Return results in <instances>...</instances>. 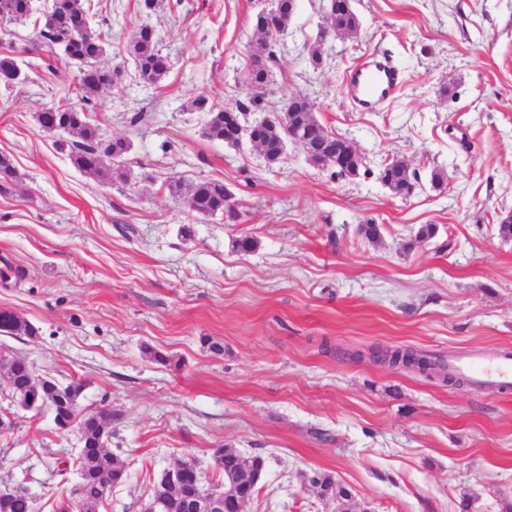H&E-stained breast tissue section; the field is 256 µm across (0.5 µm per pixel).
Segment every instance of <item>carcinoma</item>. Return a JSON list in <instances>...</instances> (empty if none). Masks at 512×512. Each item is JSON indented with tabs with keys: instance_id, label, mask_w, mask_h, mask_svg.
Returning <instances> with one entry per match:
<instances>
[{
	"instance_id": "carcinoma-1",
	"label": "carcinoma",
	"mask_w": 512,
	"mask_h": 512,
	"mask_svg": "<svg viewBox=\"0 0 512 512\" xmlns=\"http://www.w3.org/2000/svg\"><path fill=\"white\" fill-rule=\"evenodd\" d=\"M293 0H273L270 8L258 11L252 18L255 40L250 48L256 50L255 61L246 77L248 104L236 109L240 115L255 109L259 112H284L285 120L268 123L256 130L260 141V153L266 162L275 166L284 157L285 129L291 126L299 135L309 137L306 145L310 149H330L336 140L329 137V130L317 119L314 105L310 101L289 100L290 94L282 97L278 108L265 107L264 95L271 79L270 63L276 60L275 32L288 28L295 8ZM95 4L92 0H52L50 10L43 17L36 15L33 0H0V23L27 21L32 23L34 42L50 58H56L77 70L79 93L73 101L52 104L37 114L39 128L45 132L69 134L75 139L58 141V148L68 151L75 168L97 178L106 176L105 159L121 168L125 156L131 150V142L124 138H109L97 117L95 97L117 83L122 75V65L107 63V43L91 26ZM324 19L333 29L358 32L360 23L353 7H338L336 0H327ZM126 54L133 60L138 78L147 84L157 85L170 69V58L160 48L156 29L143 22L133 31L126 45ZM18 66L15 59L0 54V85L6 87L20 83L16 78ZM191 108L207 116L206 136L218 139L231 148L239 147V127L226 118V110L217 107L206 96L199 95L191 101ZM378 179L395 195L409 196L419 185L416 171L405 167L400 160L393 159L379 170ZM164 186L172 200H182L191 210L205 216L224 215L229 221L239 218L234 193L220 180L188 181L180 176L168 177ZM38 328L15 312L0 310V334L6 336L37 335ZM413 349H373L371 358L392 366L406 363L415 357ZM6 368L7 398L23 403L35 402L28 410L38 412L48 409L59 429L70 425L80 436L79 466L80 481L75 484L60 512H99V506L117 484L127 479L126 469L118 463L104 441L112 437L114 412L108 406L87 409L80 403L83 385L72 381L61 386L48 380L40 387L33 385V368L21 356H12L0 361ZM215 471L221 480L207 481L205 487L224 488L223 477L231 475L241 479L248 473L246 458L234 449L214 448L211 454ZM25 480L14 494L0 499V512H33L34 501L23 487ZM323 496L350 497V490L337 483L330 475H320L317 484ZM167 502V512H185L186 499L195 495L189 486L168 487L158 490Z\"/></svg>"
}]
</instances>
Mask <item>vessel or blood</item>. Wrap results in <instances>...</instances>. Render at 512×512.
<instances>
[{
	"label": "vessel or blood",
	"instance_id": "obj_1",
	"mask_svg": "<svg viewBox=\"0 0 512 512\" xmlns=\"http://www.w3.org/2000/svg\"><path fill=\"white\" fill-rule=\"evenodd\" d=\"M403 86V72L387 55L371 54L352 66L346 77L347 96L360 111L370 112L382 101L395 97ZM452 372L468 378L475 390L512 392V350L473 353L449 360Z\"/></svg>",
	"mask_w": 512,
	"mask_h": 512
}]
</instances>
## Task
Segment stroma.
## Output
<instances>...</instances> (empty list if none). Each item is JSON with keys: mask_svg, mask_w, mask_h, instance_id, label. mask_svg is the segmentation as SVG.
I'll use <instances>...</instances> for the list:
<instances>
[{"mask_svg": "<svg viewBox=\"0 0 512 512\" xmlns=\"http://www.w3.org/2000/svg\"><path fill=\"white\" fill-rule=\"evenodd\" d=\"M271 2L162 0L146 18L137 0H98L110 61H124L145 18L171 60L160 85L126 64L101 93L107 136L132 142L131 180L108 183L76 169L35 119L76 97V70L48 71L31 25L0 24V48L28 76L0 86V155L18 172L0 185V309L38 329L0 335V351L80 381L83 406L117 413L110 447L128 480L100 512H141L174 458L209 473L224 446L268 462L249 512H330L318 473L350 490V512H460L465 498L471 512H505L512 395L378 364L369 351L512 348V240L496 230L512 214V0H353L357 36L328 39L318 67L308 49L326 2L297 0L264 102L307 96L363 156L354 179L296 144L268 166L205 137L206 116L190 107L200 95L224 108L245 100L252 17ZM374 49L405 86L358 112L345 71ZM392 158L420 175L410 197L377 178ZM174 173L224 181L238 221L172 200L161 184ZM366 222L382 225L378 241L359 235ZM424 224L436 239L413 244ZM245 235L254 250L237 248ZM78 448L50 413L16 412L0 434V488L25 479L39 512H54L71 488L58 463Z\"/></svg>", "mask_w": 512, "mask_h": 512, "instance_id": "1", "label": "stroma"}]
</instances>
